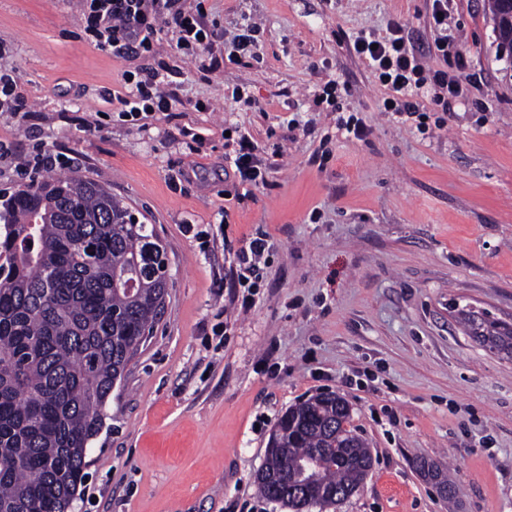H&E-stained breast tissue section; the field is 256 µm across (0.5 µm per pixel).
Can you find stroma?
Returning a JSON list of instances; mask_svg holds the SVG:
<instances>
[{
  "label": "stroma",
  "mask_w": 512,
  "mask_h": 512,
  "mask_svg": "<svg viewBox=\"0 0 512 512\" xmlns=\"http://www.w3.org/2000/svg\"><path fill=\"white\" fill-rule=\"evenodd\" d=\"M224 38L256 25L258 58L179 67V103L135 120L127 74L148 63L91 44L77 0H0V70L31 120L0 113V192L38 143L63 176L105 187L167 248L164 313L113 389L73 512H290L255 483L289 407L335 393L373 469L330 512H512V356L461 323L468 308L512 326V63L485 0H455L454 53L468 60L452 111L423 98L426 133L390 121L387 91L350 40L403 23L429 71L432 0H187ZM336 78V134L317 100ZM250 96L234 101L232 87ZM206 111H197L196 102ZM259 146L266 183L224 166L226 132ZM267 234L255 304L233 287L235 251ZM443 470L447 501L421 470Z\"/></svg>",
  "instance_id": "stroma-1"
}]
</instances>
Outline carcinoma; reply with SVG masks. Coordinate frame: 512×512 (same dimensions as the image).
<instances>
[{"mask_svg":"<svg viewBox=\"0 0 512 512\" xmlns=\"http://www.w3.org/2000/svg\"><path fill=\"white\" fill-rule=\"evenodd\" d=\"M167 267L154 226L87 179L42 181L0 204V512H68L113 380L160 319ZM463 321L512 353L511 326ZM341 401L323 394L280 418L264 462L278 479L255 475L264 495L292 510L305 484L323 510L363 483L371 453Z\"/></svg>","mask_w":512,"mask_h":512,"instance_id":"carcinoma-1","label":"carcinoma"}]
</instances>
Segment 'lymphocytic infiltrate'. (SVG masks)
Here are the masks:
<instances>
[{
	"instance_id": "obj_1",
	"label": "lymphocytic infiltrate",
	"mask_w": 512,
	"mask_h": 512,
	"mask_svg": "<svg viewBox=\"0 0 512 512\" xmlns=\"http://www.w3.org/2000/svg\"><path fill=\"white\" fill-rule=\"evenodd\" d=\"M84 19V31L101 50L114 56L156 55L163 27H170L174 51L209 69L220 68L223 60L235 61L255 55L258 43L250 32L236 34L229 41L226 57L212 51L214 34L207 28L201 10H189L184 0H79ZM353 50L375 73L381 86L388 91L383 106L394 119L401 120L419 112L420 101L427 87L436 90L432 101L443 111H450L464 94L467 60L457 56L452 71L426 72L404 37L402 23H393L382 39L371 35L354 38ZM173 67L148 68L131 80L130 91L121 98L125 113L138 116L170 110L176 101L173 91ZM257 146L250 133H240L231 152L224 160L234 166L241 183L252 187L265 181L256 159Z\"/></svg>"
}]
</instances>
